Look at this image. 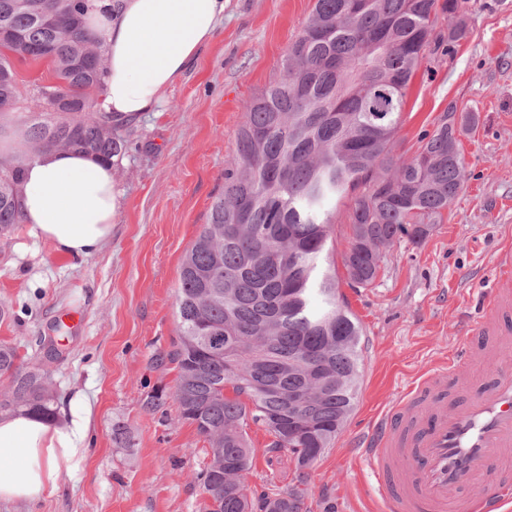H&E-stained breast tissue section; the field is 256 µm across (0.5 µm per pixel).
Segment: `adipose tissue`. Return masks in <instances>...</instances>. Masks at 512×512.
I'll return each mask as SVG.
<instances>
[{
    "label": "adipose tissue",
    "instance_id": "ef3b65f1",
    "mask_svg": "<svg viewBox=\"0 0 512 512\" xmlns=\"http://www.w3.org/2000/svg\"><path fill=\"white\" fill-rule=\"evenodd\" d=\"M224 0H113L87 27L102 34L107 78L101 101L113 119L156 111L166 90L213 39ZM121 193L113 166L77 151L46 150L24 165L21 222L29 236L70 258L94 255L112 236ZM88 413L49 422L0 415V503L35 501L86 453Z\"/></svg>",
    "mask_w": 512,
    "mask_h": 512
}]
</instances>
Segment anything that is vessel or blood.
<instances>
[{
  "label": "vessel or blood",
  "instance_id": "vessel-or-blood-1",
  "mask_svg": "<svg viewBox=\"0 0 512 512\" xmlns=\"http://www.w3.org/2000/svg\"><path fill=\"white\" fill-rule=\"evenodd\" d=\"M512 315V250L499 259L479 314L462 325L456 354L421 375L382 413L359 445L382 492L383 512H503L512 503V344L477 394L452 399L448 381L485 344L497 317ZM486 494L465 496L466 481Z\"/></svg>",
  "mask_w": 512,
  "mask_h": 512
}]
</instances>
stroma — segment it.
Here are the masks:
<instances>
[{
	"mask_svg": "<svg viewBox=\"0 0 512 512\" xmlns=\"http://www.w3.org/2000/svg\"><path fill=\"white\" fill-rule=\"evenodd\" d=\"M314 4L225 0L214 39L158 110L123 127L126 150L114 171L121 207L96 254H58L22 224L0 247V306L11 313L0 321V343L48 370L58 409H92L83 467L62 473L40 500L0 503V512H198L193 476L207 443L175 401L145 409L153 390L176 386L174 364L153 358L176 339L180 265L224 187L246 106L277 76ZM467 9L468 39L422 61L398 133L400 152L410 154L448 108L476 113L460 135L467 179L442 224L421 244L395 243L372 285L339 281L362 328L359 393L345 430L308 471L305 512H376V480L352 434L454 349L460 321L477 312L494 260L512 242V0H468ZM65 315L78 325L48 360L38 341ZM118 424L128 444L113 439ZM248 434L254 495L295 485L293 454L269 450L264 427Z\"/></svg>",
	"mask_w": 512,
	"mask_h": 512,
	"instance_id": "stroma-1",
	"label": "stroma"
}]
</instances>
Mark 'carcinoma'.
Here are the masks:
<instances>
[{"label":"carcinoma","mask_w":512,"mask_h":512,"mask_svg":"<svg viewBox=\"0 0 512 512\" xmlns=\"http://www.w3.org/2000/svg\"><path fill=\"white\" fill-rule=\"evenodd\" d=\"M103 0H0V112L21 98L17 64L47 61L36 84L30 147L0 155V240L20 224L24 161L44 149L112 160L125 149L112 117L94 110L105 90L104 39L84 16ZM316 0L280 61V75L247 107L224 189L179 273L178 342L156 363L177 364L180 416L208 442L196 472L200 512H303L306 490L254 500L245 475L256 452L249 423L304 471L333 447L355 409L361 328L338 295L331 207L351 201L348 279L373 284L385 252L418 244L442 222L466 181L454 113L417 153L398 152L406 91L422 60L468 36L462 0ZM391 95L381 122L375 92ZM222 337L218 353L199 337ZM0 412L56 418L50 375L0 344Z\"/></svg>","instance_id":"1"}]
</instances>
